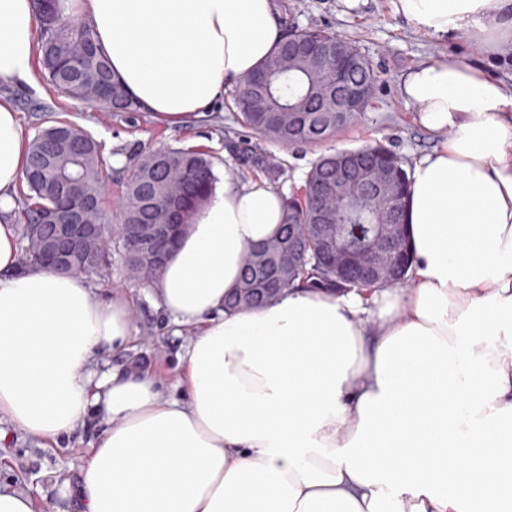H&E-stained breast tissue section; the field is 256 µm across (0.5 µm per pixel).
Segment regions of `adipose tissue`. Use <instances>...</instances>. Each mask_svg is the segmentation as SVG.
I'll return each instance as SVG.
<instances>
[{
	"instance_id": "ef3b65f1",
	"label": "adipose tissue",
	"mask_w": 512,
	"mask_h": 512,
	"mask_svg": "<svg viewBox=\"0 0 512 512\" xmlns=\"http://www.w3.org/2000/svg\"><path fill=\"white\" fill-rule=\"evenodd\" d=\"M426 35L459 32L484 59L432 54L401 96L440 144L410 166L405 288L294 286L228 312L247 246L284 200L261 178L216 184L151 286L195 327L176 393L144 369L98 371L134 322L86 275L20 271L0 222V414L60 444L101 429L75 490L84 512H512V0H392ZM143 111L178 125L255 72L284 28L275 0H61ZM34 0H0V82L31 78ZM28 143L0 99V212L17 205Z\"/></svg>"
}]
</instances>
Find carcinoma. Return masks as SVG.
I'll use <instances>...</instances> for the list:
<instances>
[{
	"label": "carcinoma",
	"mask_w": 512,
	"mask_h": 512,
	"mask_svg": "<svg viewBox=\"0 0 512 512\" xmlns=\"http://www.w3.org/2000/svg\"><path fill=\"white\" fill-rule=\"evenodd\" d=\"M41 29L40 68L43 78L62 93L90 106L105 105L115 112H138L139 106L127 95L124 87L112 76L107 58L98 49L90 28L64 17L60 0H36ZM297 35L339 40L355 48L348 39L325 28H307ZM358 63L346 73L349 84H375L377 74L370 60L356 53ZM268 72L266 91H257L234 104L242 122L259 136L282 146L314 145L332 138L336 132V113L310 112L309 130L303 131L294 120L303 98L313 90L325 87L331 80L327 72L316 71L305 60L286 58L281 47L262 64ZM363 159H381L402 175V191L395 199L377 198L358 205L345 198L330 196L337 209L338 223L333 235L347 250H360L389 229L385 213L397 205L405 212L410 179L404 160L380 143L352 150ZM336 153L320 157L307 174L305 187L335 178ZM26 186L20 227L21 263L28 269L41 263L46 243L38 225L54 215L65 217L70 206L86 203L89 224H108L111 217L104 207V191L112 180V167L103 156L94 138L77 124L58 121L42 129L30 141L26 167ZM217 182L209 157L199 151L168 148L145 155L131 175L123 182L120 203V227L116 235H100L86 243L87 265L98 271L110 263L112 242H118L124 253L130 279L149 285L158 279L154 259L142 247V238L154 227L169 223L172 214L180 217L183 227L191 224L195 212L207 201ZM314 222L309 197L285 198V220L277 237L263 244L261 255L247 250L242 257L239 285L224 299V309L240 310L262 306L268 298L251 294L264 277L280 280V289L301 281L308 288L345 287L336 283V263L327 259L314 236ZM303 238L308 244L310 261L304 268L288 267L282 241L288 234Z\"/></svg>",
	"instance_id": "1"
}]
</instances>
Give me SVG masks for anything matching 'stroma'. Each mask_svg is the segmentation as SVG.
I'll list each match as a JSON object with an SVG mask.
<instances>
[{
  "instance_id": "obj_1",
  "label": "stroma",
  "mask_w": 512,
  "mask_h": 512,
  "mask_svg": "<svg viewBox=\"0 0 512 512\" xmlns=\"http://www.w3.org/2000/svg\"><path fill=\"white\" fill-rule=\"evenodd\" d=\"M296 26L322 27L356 42L367 56L379 80L372 99L359 118L318 146L283 148L261 141L242 122L234 107L236 87L227 88L221 104L207 118L170 127L144 112H112L88 107L55 90L41 76L27 81L0 84V98L13 102L27 136L60 119L86 129L100 143L105 157L120 156L133 169L141 155L164 148H194L212 160L217 175L233 172L239 179L265 177L263 167L244 162L246 150L274 155L284 174L275 184L283 194L298 192L312 165L321 155L379 142L413 162L435 146L433 136L422 128L400 95L401 79L422 58L433 53L478 56L479 49L467 35L431 39L417 33L412 24L392 10L391 0H360L357 9H346L342 0H282ZM90 284L103 300L124 299L130 306L138 337L119 355L105 353L99 369L135 363L158 370L163 394H172L176 355L195 334L190 326L174 327L156 308L146 286L126 278L124 257L113 252L109 270L93 273ZM0 428L8 437L0 441V457L10 468L0 470V483L16 488L38 506L55 504L62 512H80L79 503L63 497L65 482H77L87 461L86 450L98 431L96 423L78 428L60 447L48 448L35 436L14 432L8 422Z\"/></svg>"
}]
</instances>
